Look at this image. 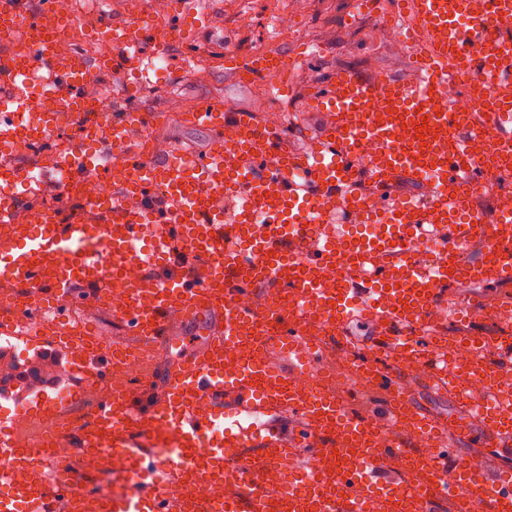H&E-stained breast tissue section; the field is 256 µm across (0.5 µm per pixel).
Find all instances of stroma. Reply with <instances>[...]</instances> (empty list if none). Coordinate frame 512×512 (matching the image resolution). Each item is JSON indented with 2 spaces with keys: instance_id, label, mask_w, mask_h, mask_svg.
I'll use <instances>...</instances> for the list:
<instances>
[{
  "instance_id": "1",
  "label": "stroma",
  "mask_w": 512,
  "mask_h": 512,
  "mask_svg": "<svg viewBox=\"0 0 512 512\" xmlns=\"http://www.w3.org/2000/svg\"><path fill=\"white\" fill-rule=\"evenodd\" d=\"M208 22L195 39L194 51L181 42H172L169 57L173 63L166 87L161 91L143 90L139 107L152 113L194 107L204 101H220L241 111L262 112L264 99L259 84H246L224 70L228 48L245 51L266 40L268 8L275 7L302 19L299 39L278 43L281 52L295 54L304 44L318 45L319 51L308 66L289 71L291 95L285 102L294 116L288 131V145L309 150L321 122L307 111L303 99L312 79L324 78L333 71H352L363 75L379 73L406 80L412 74L413 60L398 55L391 41L378 35L380 16L355 14L353 0H199ZM252 15L254 23L242 29L239 20Z\"/></svg>"
}]
</instances>
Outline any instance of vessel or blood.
<instances>
[{
  "label": "vessel or blood",
  "instance_id": "obj_1",
  "mask_svg": "<svg viewBox=\"0 0 512 512\" xmlns=\"http://www.w3.org/2000/svg\"><path fill=\"white\" fill-rule=\"evenodd\" d=\"M486 2L480 9L475 0H400L414 43L412 79L381 82L339 71L315 82L306 107L325 121L308 152L289 149L277 129L220 102L192 114L193 125L215 134L202 154L174 149L144 157L139 142L152 119L145 112L91 127L65 151H53L54 167L73 184L90 176L108 182L110 193L66 220L42 209L18 217L16 190L31 185L43 198L62 193L64 183L29 181L14 159L21 149L51 144L56 105L79 104L86 61L57 50L61 0H0V223L14 225L16 239L0 249V288L47 298L61 315L73 286L88 288L92 305L124 288L119 317L133 337L166 336L176 310L187 320L213 312L222 323L202 352L181 357L121 404L101 402L75 425L82 447L123 450L125 494L90 492L76 458L14 490L8 473L27 455L0 431V512H166L171 495L194 500L187 472L197 470L203 480L202 461L233 457L236 487L223 512H434L451 475L461 500L483 503L484 512H512V472L491 467L512 455V400L481 410L478 458L458 456L447 435L465 423L418 406L403 362L417 358L422 381L458 399L476 378L495 392L512 388L498 365L449 362L447 337L427 327L448 319L447 284H512V210L489 222L470 197L489 171L512 159V0ZM201 24L195 0H179L164 39L146 12L131 21L119 11L101 22L113 70L141 79L167 55L169 36ZM310 59L306 52L276 54L257 65L228 56L224 65L284 94L285 72ZM472 71L478 77L462 112L448 80ZM366 141L381 149L365 165L358 151ZM402 177L428 183L429 193L400 197ZM340 215L364 225V235L337 226ZM309 224L318 230L313 246L302 242ZM421 240L438 242V259L413 257L411 245ZM467 245L478 246L476 260L461 259ZM132 264L149 274L146 286L126 282ZM260 285L276 306L242 309L238 296ZM359 317L374 324L363 370L385 396V421L278 370H224L226 349L264 348L268 330L277 350L298 359L320 331L350 346L347 326ZM75 364L103 381L111 358L84 350ZM280 414L293 418L288 433L275 426ZM144 422L156 435L140 432ZM424 433L436 437L427 453L415 446ZM157 435L174 440L173 456L146 459L143 450ZM400 459L429 465L432 482L402 492ZM265 462L289 469L299 486L271 487L258 473Z\"/></svg>",
  "mask_w": 512,
  "mask_h": 512
}]
</instances>
